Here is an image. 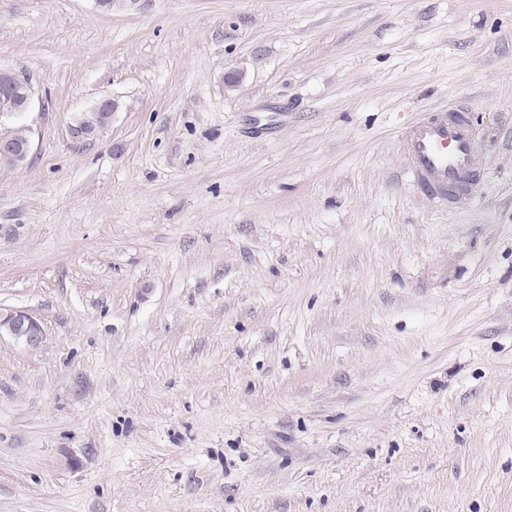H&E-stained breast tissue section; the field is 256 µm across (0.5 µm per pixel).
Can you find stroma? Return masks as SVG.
<instances>
[{"instance_id": "35a3bbf8", "label": "stroma", "mask_w": 512, "mask_h": 512, "mask_svg": "<svg viewBox=\"0 0 512 512\" xmlns=\"http://www.w3.org/2000/svg\"><path fill=\"white\" fill-rule=\"evenodd\" d=\"M0 67V512H512V0H0ZM36 97V89L26 73L0 68V170L23 166L32 143L26 123ZM117 108L118 103L111 98L95 101L86 112H81L71 123L72 139L80 143L98 136L112 123V117ZM453 106L419 120L402 137L407 170L433 199L469 194L471 168L479 149L466 116ZM9 339L15 345L29 349H39L46 340L39 320L27 310L13 307H0V341Z\"/></svg>"}]
</instances>
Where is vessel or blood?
Wrapping results in <instances>:
<instances>
[{
	"label": "vessel or blood",
	"mask_w": 512,
	"mask_h": 512,
	"mask_svg": "<svg viewBox=\"0 0 512 512\" xmlns=\"http://www.w3.org/2000/svg\"><path fill=\"white\" fill-rule=\"evenodd\" d=\"M407 170L433 199L469 194L479 144L466 111L459 106L419 120L402 137Z\"/></svg>",
	"instance_id": "obj_1"
}]
</instances>
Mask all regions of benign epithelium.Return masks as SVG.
<instances>
[{
    "mask_svg": "<svg viewBox=\"0 0 512 512\" xmlns=\"http://www.w3.org/2000/svg\"><path fill=\"white\" fill-rule=\"evenodd\" d=\"M36 97L31 78L23 72L0 68V170L23 166L29 159L32 143L26 123ZM118 103L111 98L95 101L87 111L75 117L70 126L72 139L91 140L111 123ZM9 339L15 345L39 349L46 340L39 320L24 309L0 307V340Z\"/></svg>",
    "mask_w": 512,
    "mask_h": 512,
    "instance_id": "7a95c632",
    "label": "benign epithelium"
}]
</instances>
